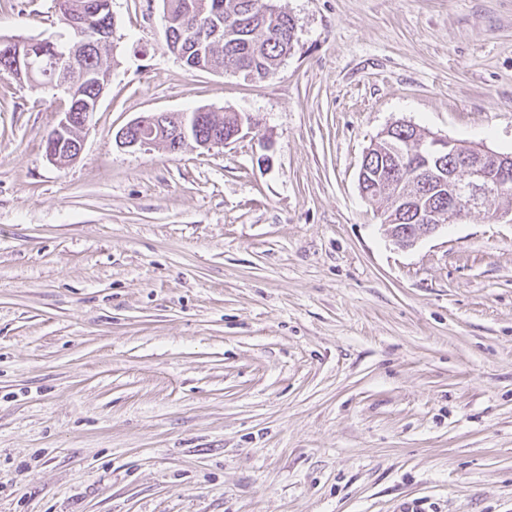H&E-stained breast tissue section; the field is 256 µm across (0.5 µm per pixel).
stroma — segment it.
<instances>
[{
  "label": "stroma",
  "mask_w": 512,
  "mask_h": 512,
  "mask_svg": "<svg viewBox=\"0 0 512 512\" xmlns=\"http://www.w3.org/2000/svg\"><path fill=\"white\" fill-rule=\"evenodd\" d=\"M275 77L188 69L162 0H112L72 164L0 77V512H512V224L415 246L358 173L395 122L512 153V0H274ZM0 0V34L58 32ZM257 133L120 148L141 115Z\"/></svg>",
  "instance_id": "obj_1"
}]
</instances>
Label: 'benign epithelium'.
<instances>
[{
	"label": "benign epithelium",
	"instance_id": "1",
	"mask_svg": "<svg viewBox=\"0 0 512 512\" xmlns=\"http://www.w3.org/2000/svg\"><path fill=\"white\" fill-rule=\"evenodd\" d=\"M224 17L216 13L202 12L193 28L189 30L190 38L196 46L209 51L217 45ZM11 53L17 62L26 68L32 67L33 45L35 41L26 37L10 40ZM101 97H96L94 104L87 110L75 115L71 112L60 113L59 129L66 131L73 126H87L91 114L97 111ZM206 109L197 112H182L175 129L166 123L171 121L168 113L142 115L130 121L116 134V141L122 148L137 150L147 145L165 141L167 147L180 149L187 140H193L204 150L226 144L208 136L201 131L202 116ZM418 181L420 185L448 200V212L441 210H421L418 200L402 198L399 200L403 210H418L416 224H388L385 215L382 226L387 237L398 247H413L421 239L436 233L442 227L445 215H455L460 219L485 206L491 198L502 194L512 184V155H502L483 145L465 144L446 137L427 134L420 142ZM405 154L404 147L395 146L392 159L381 168L382 183L395 185L406 178L400 170L399 159Z\"/></svg>",
	"mask_w": 512,
	"mask_h": 512
}]
</instances>
